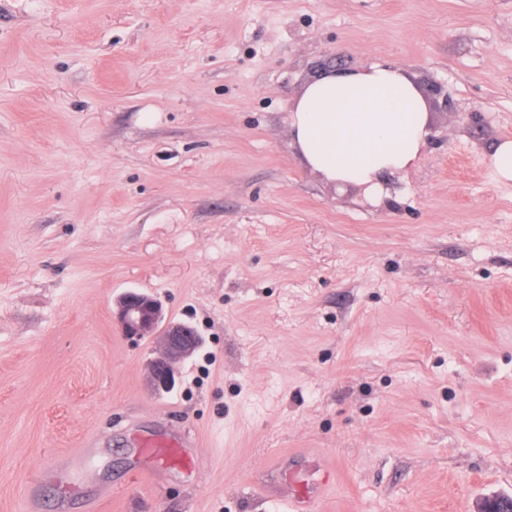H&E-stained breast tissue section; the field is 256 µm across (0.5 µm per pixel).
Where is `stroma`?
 <instances>
[{
	"mask_svg": "<svg viewBox=\"0 0 512 512\" xmlns=\"http://www.w3.org/2000/svg\"><path fill=\"white\" fill-rule=\"evenodd\" d=\"M377 62L429 137L371 196L289 114ZM507 139L512 0H0V512H283L326 470L319 512L512 494ZM128 290L203 338L160 398Z\"/></svg>",
	"mask_w": 512,
	"mask_h": 512,
	"instance_id": "35a3bbf8",
	"label": "stroma"
}]
</instances>
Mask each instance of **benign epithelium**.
<instances>
[{
    "label": "benign epithelium",
    "mask_w": 512,
    "mask_h": 512,
    "mask_svg": "<svg viewBox=\"0 0 512 512\" xmlns=\"http://www.w3.org/2000/svg\"><path fill=\"white\" fill-rule=\"evenodd\" d=\"M116 319L122 332L131 337L158 342L148 362L147 385L157 395L171 391L179 368L196 351V330L166 318L161 301L139 291L124 294L117 302ZM474 512H512V496L495 495L482 499Z\"/></svg>",
    "instance_id": "7a95c632"
}]
</instances>
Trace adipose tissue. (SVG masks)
Listing matches in <instances>:
<instances>
[{"mask_svg":"<svg viewBox=\"0 0 512 512\" xmlns=\"http://www.w3.org/2000/svg\"><path fill=\"white\" fill-rule=\"evenodd\" d=\"M417 83L386 64L332 72L305 86L289 116L306 165L326 180L379 186L382 173L413 166L428 136Z\"/></svg>","mask_w":512,"mask_h":512,"instance_id":"obj_1","label":"adipose tissue"}]
</instances>
